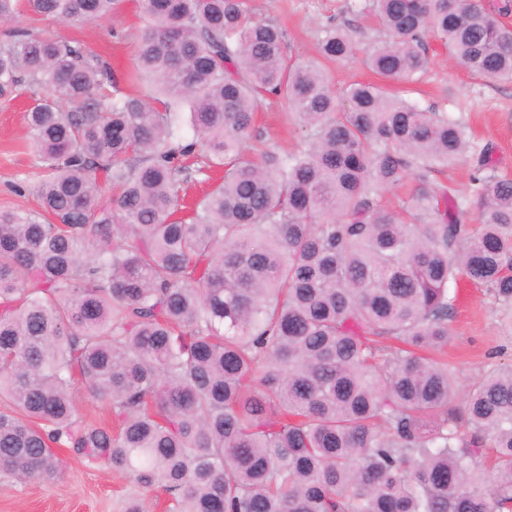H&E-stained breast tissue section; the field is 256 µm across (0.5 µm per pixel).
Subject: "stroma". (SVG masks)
<instances>
[{
	"instance_id": "35a3bbf8",
	"label": "stroma",
	"mask_w": 512,
	"mask_h": 512,
	"mask_svg": "<svg viewBox=\"0 0 512 512\" xmlns=\"http://www.w3.org/2000/svg\"><path fill=\"white\" fill-rule=\"evenodd\" d=\"M362 2L249 0V5L253 18L284 29L287 53L305 58L315 55L324 27L332 22L351 30L359 51L380 36V28L362 14ZM144 24L135 0H122L105 21L73 25L28 15L18 22L31 34L82 44L110 64L121 92L148 97L154 90L152 82L130 80L137 68L138 37ZM427 56L428 66L418 85L421 106L462 121L477 145L492 146L495 174L512 178V80L488 83L472 76L433 40ZM41 94V88L27 84L0 94V210L40 208L30 187L43 170L28 144L26 113ZM259 112L258 123L266 131L264 147L292 152L306 139V129L282 98L267 96ZM448 292L455 301L444 357L460 380L466 383L496 365L512 363V336L499 330V305L490 291L461 278L449 283ZM59 455L67 469L55 482H21L0 475V512H121L124 500L139 491L106 465L86 466L67 448Z\"/></svg>"
}]
</instances>
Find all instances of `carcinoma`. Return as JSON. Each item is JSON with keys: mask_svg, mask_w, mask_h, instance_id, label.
<instances>
[{"mask_svg": "<svg viewBox=\"0 0 512 512\" xmlns=\"http://www.w3.org/2000/svg\"><path fill=\"white\" fill-rule=\"evenodd\" d=\"M120 3L0 0V22ZM139 7L149 101L105 94L110 68L77 42L18 29L0 45V93L44 89L26 116L42 210L0 211V473L50 482L69 448L161 489L165 512H512V364L462 389L439 358L460 277L512 331V179L491 147L383 85L337 96L247 0ZM362 9L385 35L363 63L387 81L418 80L429 38L512 79V26L482 0ZM354 48L338 26L318 43L326 60ZM269 95L309 139L252 158ZM467 157L475 230L467 197L432 182ZM192 158L224 177L185 212ZM407 179L405 206L386 205ZM77 375L111 427L77 417Z\"/></svg>", "mask_w": 512, "mask_h": 512, "instance_id": "1", "label": "carcinoma"}]
</instances>
